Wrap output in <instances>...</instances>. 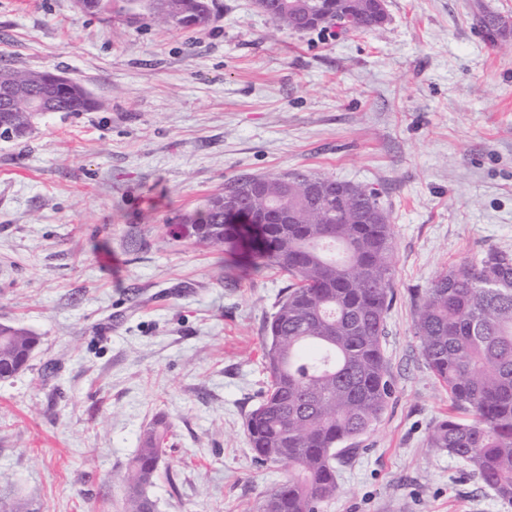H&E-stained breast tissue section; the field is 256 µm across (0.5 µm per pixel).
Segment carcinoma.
Here are the masks:
<instances>
[{"instance_id": "1", "label": "carcinoma", "mask_w": 512, "mask_h": 512, "mask_svg": "<svg viewBox=\"0 0 512 512\" xmlns=\"http://www.w3.org/2000/svg\"><path fill=\"white\" fill-rule=\"evenodd\" d=\"M217 0H89V11L148 17L177 30L202 31ZM280 27L307 31L343 22L360 32L383 29L377 0H264ZM33 86L32 94L61 112L98 106L79 80L60 90L48 71L0 65V85ZM332 196L325 207L299 179ZM263 183L258 195L245 188ZM240 205L224 211V195ZM289 223H279L281 215ZM205 246H239L259 268L288 275L292 284L266 327V387L246 421L260 464L284 463V480L262 496L257 512H320L336 497V463L353 452L346 443L367 434L392 397L384 357L386 315L395 284V241L377 193L357 184L293 170L242 174L182 217ZM433 376L448 386L452 414L429 431L428 446L464 461L472 475L512 505V255L490 251L440 272L426 289L413 323ZM39 338L0 324V371L29 367ZM170 426L158 417L139 435L124 475V512H156L148 488L156 478Z\"/></svg>"}]
</instances>
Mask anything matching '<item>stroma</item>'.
<instances>
[{"mask_svg":"<svg viewBox=\"0 0 512 512\" xmlns=\"http://www.w3.org/2000/svg\"><path fill=\"white\" fill-rule=\"evenodd\" d=\"M203 31L0 0V64L82 81L98 108L0 141V323L40 338L0 381V497L24 512H123L138 434L170 424L157 512H255L287 476L245 420L264 327L288 279L181 224L241 174L300 169L389 211L393 394L322 512H512L429 448L448 389L415 305L442 270L512 254V0H386L378 33L280 28L219 0ZM506 21L490 36L487 13Z\"/></svg>","mask_w":512,"mask_h":512,"instance_id":"stroma-1","label":"stroma"}]
</instances>
